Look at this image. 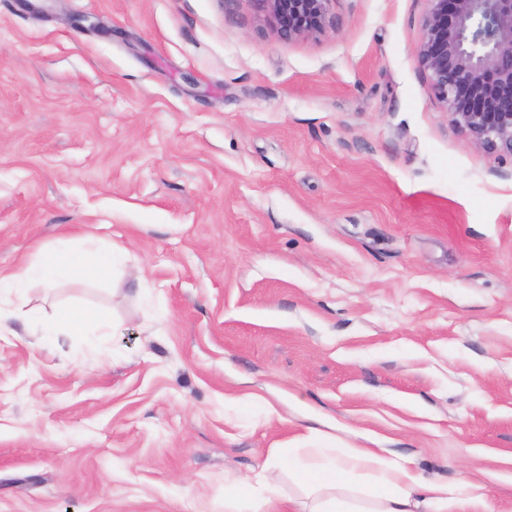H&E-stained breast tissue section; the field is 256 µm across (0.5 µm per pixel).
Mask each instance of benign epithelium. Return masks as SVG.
I'll use <instances>...</instances> for the list:
<instances>
[{"label":"benign epithelium","mask_w":512,"mask_h":512,"mask_svg":"<svg viewBox=\"0 0 512 512\" xmlns=\"http://www.w3.org/2000/svg\"><path fill=\"white\" fill-rule=\"evenodd\" d=\"M288 38L325 30L332 0H265ZM420 67L451 124L480 147L512 155V0H428Z\"/></svg>","instance_id":"1"}]
</instances>
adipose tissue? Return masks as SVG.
<instances>
[{"instance_id": "1", "label": "adipose tissue", "mask_w": 512, "mask_h": 512, "mask_svg": "<svg viewBox=\"0 0 512 512\" xmlns=\"http://www.w3.org/2000/svg\"><path fill=\"white\" fill-rule=\"evenodd\" d=\"M122 259L113 249L62 237L33 261L0 272V333L12 331L19 318L14 303L32 289H52L68 273L101 280L113 274ZM94 324L113 335L112 324L80 307L70 309L63 320L44 322L41 334L48 339L81 336ZM267 466L287 468L301 498L284 497L268 479L256 496L225 498V512H493L482 486L469 478H461L453 488L428 482L410 464L387 460L377 448L354 446L335 456L321 448H304L284 459L269 458Z\"/></svg>"}]
</instances>
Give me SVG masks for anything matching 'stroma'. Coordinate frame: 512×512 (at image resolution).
<instances>
[{
	"label": "stroma",
	"mask_w": 512,
	"mask_h": 512,
	"mask_svg": "<svg viewBox=\"0 0 512 512\" xmlns=\"http://www.w3.org/2000/svg\"><path fill=\"white\" fill-rule=\"evenodd\" d=\"M427 10L0 0V270L129 255L0 335V512H224L269 449L354 445L512 512V156L435 98ZM75 306L117 334L40 343ZM278 32L288 39L325 30L332 0H265Z\"/></svg>",
	"instance_id": "1"
}]
</instances>
